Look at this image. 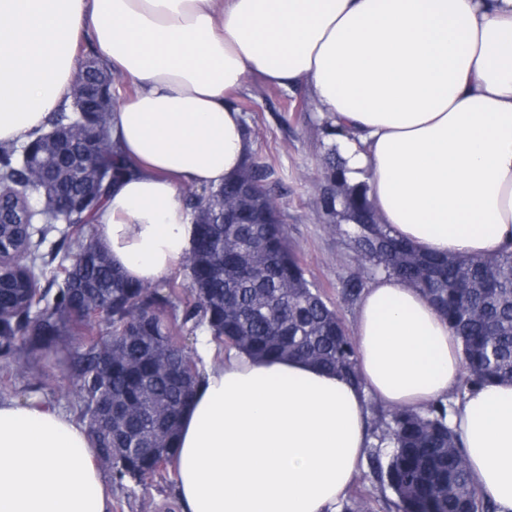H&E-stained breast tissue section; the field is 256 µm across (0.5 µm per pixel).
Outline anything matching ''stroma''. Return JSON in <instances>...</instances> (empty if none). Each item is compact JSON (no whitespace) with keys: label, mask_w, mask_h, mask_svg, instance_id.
Masks as SVG:
<instances>
[{"label":"stroma","mask_w":512,"mask_h":512,"mask_svg":"<svg viewBox=\"0 0 512 512\" xmlns=\"http://www.w3.org/2000/svg\"><path fill=\"white\" fill-rule=\"evenodd\" d=\"M297 95L252 78L234 101L251 129L254 153L267 157L274 173L269 186L279 207L289 244L297 251L309 280L322 288L345 324H352L356 304L343 294L346 281L361 275L353 244L344 229L328 230L318 198L324 185L323 157L335 142L321 114L296 107ZM26 376L10 392L28 398L30 386L42 382L41 396L72 414L74 382L66 365L46 364L39 353L26 356ZM119 507L112 512H167L173 497L169 484L147 482L129 490L113 489Z\"/></svg>","instance_id":"stroma-1"}]
</instances>
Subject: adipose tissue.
<instances>
[{"label": "adipose tissue", "instance_id": "adipose-tissue-1", "mask_svg": "<svg viewBox=\"0 0 512 512\" xmlns=\"http://www.w3.org/2000/svg\"><path fill=\"white\" fill-rule=\"evenodd\" d=\"M132 86L112 139L133 167L94 239L134 282L190 253L186 186L251 151L229 103L250 77L305 89L378 223L422 252L512 248V0H0V143L70 100L78 47ZM362 386L298 358L210 363L179 425V512H336L375 439L372 404L449 407L478 492L512 512V381L463 388L462 345L419 288L383 275L354 315ZM82 422L0 398V512H111Z\"/></svg>", "mask_w": 512, "mask_h": 512}]
</instances>
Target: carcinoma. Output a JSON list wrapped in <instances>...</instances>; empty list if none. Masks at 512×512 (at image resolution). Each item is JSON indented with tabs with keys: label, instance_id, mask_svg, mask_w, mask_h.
Here are the masks:
<instances>
[{
	"label": "carcinoma",
	"instance_id": "obj_1",
	"mask_svg": "<svg viewBox=\"0 0 512 512\" xmlns=\"http://www.w3.org/2000/svg\"><path fill=\"white\" fill-rule=\"evenodd\" d=\"M50 127L73 137L50 142L40 128L27 139L44 143L55 197L76 196L82 182L72 166L89 150L85 118L65 104ZM95 153L106 158L99 197L74 215L48 201L41 223L27 225L18 243L23 263L0 290V384L12 385L19 374L21 350L80 341L67 354L74 403L97 460L111 462L114 484L142 486L176 470L174 438L199 378L185 340L203 328L220 353L300 358L362 386L355 339L286 241L265 159L249 155L220 188L186 187L196 236L207 235L211 246H193L188 284L152 287L124 278L103 249L84 247L112 184L130 172L112 132ZM323 166L326 183L336 187L320 197L325 220L352 224L357 260L370 275L384 272L420 288L446 317L463 343V387L512 380V251L476 259L422 254L377 222L367 185L348 182L336 149ZM27 176L21 147L0 145V189H16ZM447 416L442 403L374 412L373 434L392 448L385 464L378 446L369 458L374 480L395 496L394 512H495L475 490ZM144 448L156 449L166 467L157 469ZM371 498V490H358L342 512H367Z\"/></svg>",
	"mask_w": 512,
	"mask_h": 512
}]
</instances>
